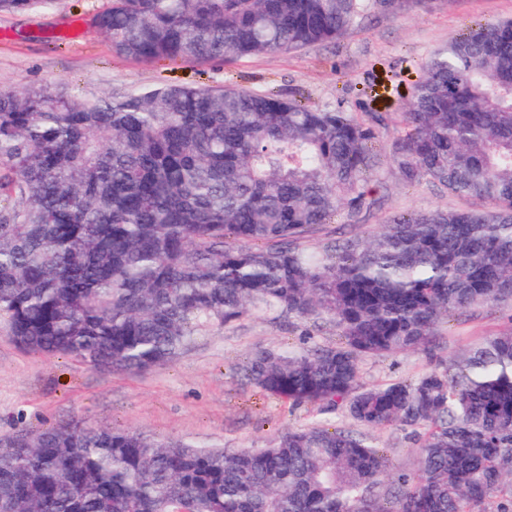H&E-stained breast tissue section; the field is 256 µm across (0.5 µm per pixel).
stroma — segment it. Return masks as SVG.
Listing matches in <instances>:
<instances>
[{
	"label": "stroma",
	"instance_id": "1",
	"mask_svg": "<svg viewBox=\"0 0 512 512\" xmlns=\"http://www.w3.org/2000/svg\"><path fill=\"white\" fill-rule=\"evenodd\" d=\"M108 0H54L27 12H0V90L58 84L110 96L169 83L244 91L272 90L285 98L378 118L376 174L366 190L369 208L341 212L306 241L309 249L373 231L391 218L420 210L465 208L470 199L431 180L407 182L392 158L401 112L412 83L432 53L471 22L512 19V0H432L378 15L336 42L278 55L192 63L145 62L115 53L90 18ZM512 328V301L471 309L442 326L436 346L454 356ZM0 325V438L77 418L99 426L144 430L214 448H259L281 430L328 421L354 429L344 413L295 405L244 381L256 347L333 345L335 328L256 312L213 331L173 362L144 372L91 368L66 356H45L15 344ZM420 352L361 363L364 385L413 380L433 369ZM392 470L415 471L418 445L407 430L371 431Z\"/></svg>",
	"mask_w": 512,
	"mask_h": 512
}]
</instances>
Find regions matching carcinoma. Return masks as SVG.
Here are the masks:
<instances>
[{
	"label": "carcinoma",
	"instance_id": "carcinoma-1",
	"mask_svg": "<svg viewBox=\"0 0 512 512\" xmlns=\"http://www.w3.org/2000/svg\"><path fill=\"white\" fill-rule=\"evenodd\" d=\"M403 2L109 0L93 27L120 55L191 63L329 42ZM510 33L475 22L432 54L394 150L404 179L494 209L400 215L318 255L307 233L368 206L377 131L355 113L183 84L0 91V321L16 344L143 371L256 310L326 321L339 343L258 349L247 382L420 440L409 474L327 421L229 450L73 419L0 447V512H512L511 329L410 382H359L362 359L432 356L441 324L512 299Z\"/></svg>",
	"mask_w": 512,
	"mask_h": 512
}]
</instances>
